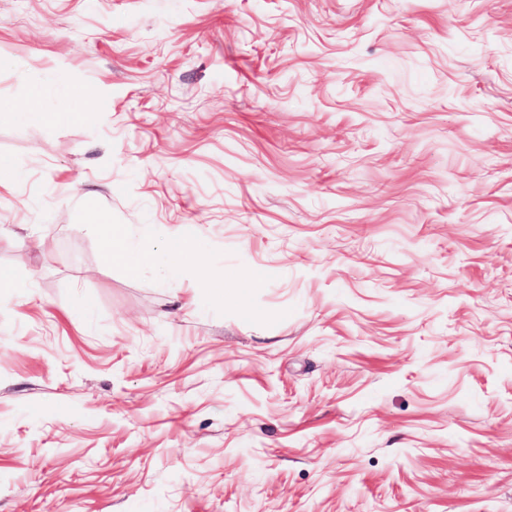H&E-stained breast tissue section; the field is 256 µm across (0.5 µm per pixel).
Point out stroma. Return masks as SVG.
Masks as SVG:
<instances>
[{
  "instance_id": "1",
  "label": "stroma",
  "mask_w": 512,
  "mask_h": 512,
  "mask_svg": "<svg viewBox=\"0 0 512 512\" xmlns=\"http://www.w3.org/2000/svg\"><path fill=\"white\" fill-rule=\"evenodd\" d=\"M0 107V512H512V0H0ZM91 222L105 224L103 246L106 258L115 264L125 266L131 273L138 272L142 267L151 265L158 269L163 277H171L178 273V261L196 249V243L182 227L170 228L164 232L167 242V261L157 255L146 254L135 249L129 242L125 225L106 224L108 217L104 214L93 215Z\"/></svg>"
}]
</instances>
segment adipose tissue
Here are the masks:
<instances>
[{
	"mask_svg": "<svg viewBox=\"0 0 512 512\" xmlns=\"http://www.w3.org/2000/svg\"><path fill=\"white\" fill-rule=\"evenodd\" d=\"M94 220L105 227L103 246L106 258L112 263L125 266L133 273L149 265L157 268L162 276H174L178 272L179 259L188 256L196 248L195 241L183 228L167 229L164 233L167 257L162 260L157 255L135 249L129 242L126 226L109 224L107 216L102 214L95 215Z\"/></svg>",
	"mask_w": 512,
	"mask_h": 512,
	"instance_id": "obj_1",
	"label": "adipose tissue"
}]
</instances>
